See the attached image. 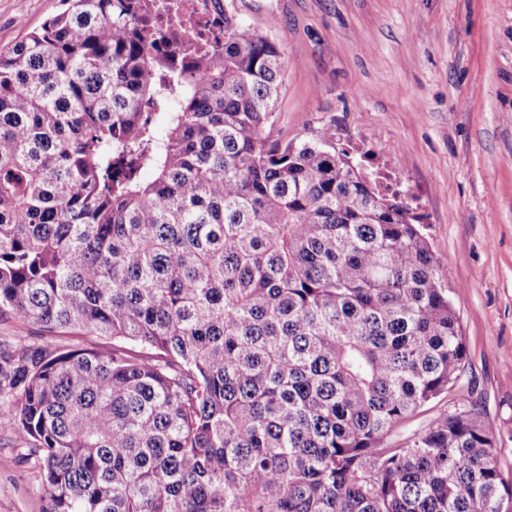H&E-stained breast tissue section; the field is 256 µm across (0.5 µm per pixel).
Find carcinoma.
I'll list each match as a JSON object with an SVG mask.
<instances>
[{"label":"carcinoma","mask_w":512,"mask_h":512,"mask_svg":"<svg viewBox=\"0 0 512 512\" xmlns=\"http://www.w3.org/2000/svg\"><path fill=\"white\" fill-rule=\"evenodd\" d=\"M0 50V315L112 350L0 351L46 512H512L415 196L325 127L269 144L279 47L177 63L137 0ZM153 173L150 182L141 175Z\"/></svg>","instance_id":"1"}]
</instances>
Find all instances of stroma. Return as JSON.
Returning a JSON list of instances; mask_svg holds the SVG:
<instances>
[{
    "label": "stroma",
    "instance_id": "obj_1",
    "mask_svg": "<svg viewBox=\"0 0 512 512\" xmlns=\"http://www.w3.org/2000/svg\"><path fill=\"white\" fill-rule=\"evenodd\" d=\"M236 21L281 49V98L265 135L287 143L330 127L355 154L397 174L418 198L468 360L456 390L421 408L395 439L470 393L512 476V0H224ZM64 8L0 0V48ZM108 348L93 334L54 337L0 316V348ZM41 468L0 421V512H44Z\"/></svg>",
    "mask_w": 512,
    "mask_h": 512
}]
</instances>
